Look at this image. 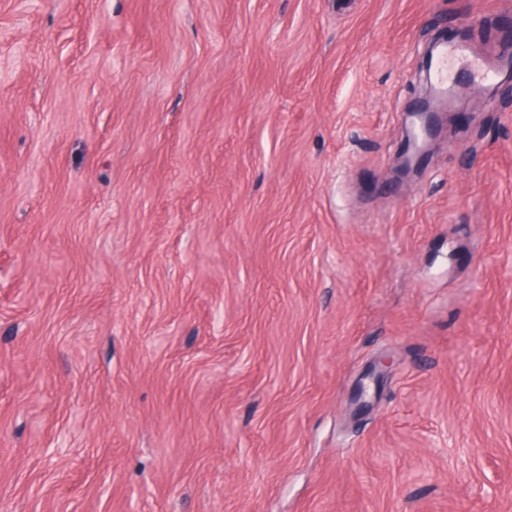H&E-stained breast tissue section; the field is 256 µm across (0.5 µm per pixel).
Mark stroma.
<instances>
[{
  "instance_id": "1",
  "label": "stroma",
  "mask_w": 512,
  "mask_h": 512,
  "mask_svg": "<svg viewBox=\"0 0 512 512\" xmlns=\"http://www.w3.org/2000/svg\"><path fill=\"white\" fill-rule=\"evenodd\" d=\"M471 57L512 0H0V512H512V83ZM435 94L432 85L426 89L425 94L419 97L416 108L412 111L418 123L419 133H412L407 137L404 150L401 154L399 172L408 176L414 169V159L427 150L428 140L436 132L439 124L441 109L434 102Z\"/></svg>"
}]
</instances>
